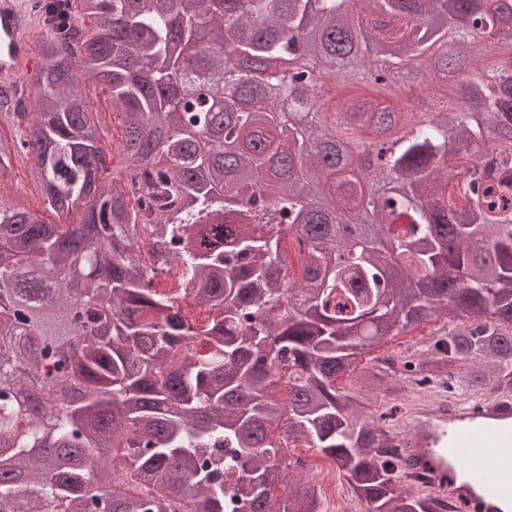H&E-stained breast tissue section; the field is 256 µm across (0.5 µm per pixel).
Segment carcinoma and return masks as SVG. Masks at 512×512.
<instances>
[{"label":"carcinoma","mask_w":512,"mask_h":512,"mask_svg":"<svg viewBox=\"0 0 512 512\" xmlns=\"http://www.w3.org/2000/svg\"><path fill=\"white\" fill-rule=\"evenodd\" d=\"M37 117L0 136L32 160L52 224L0 203V512H327L286 482L304 442L363 512H443L403 484L381 420L336 379L387 336L448 318L404 367L475 398L512 393V0H44ZM386 19L383 32L373 18ZM231 52H175L199 29ZM421 57L424 111L350 96L312 112L310 73L397 94L374 58ZM118 111L103 153L89 91ZM381 139L364 183L350 144ZM165 202L136 228L129 181ZM300 244L299 270L281 253ZM206 323L153 288L141 238ZM62 372L80 397L66 400ZM375 364L360 387L386 385ZM288 483L287 496L278 485Z\"/></svg>","instance_id":"obj_1"}]
</instances>
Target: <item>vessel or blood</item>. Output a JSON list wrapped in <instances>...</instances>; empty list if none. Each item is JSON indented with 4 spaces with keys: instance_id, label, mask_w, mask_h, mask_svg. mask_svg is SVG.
<instances>
[{
    "instance_id": "b4317fda",
    "label": "vessel or blood",
    "mask_w": 512,
    "mask_h": 512,
    "mask_svg": "<svg viewBox=\"0 0 512 512\" xmlns=\"http://www.w3.org/2000/svg\"><path fill=\"white\" fill-rule=\"evenodd\" d=\"M29 0H0V81L33 65L35 48L20 35L32 15ZM404 471L430 474L439 493L463 512L512 507V393L490 400L441 395L411 407L392 431Z\"/></svg>"
}]
</instances>
